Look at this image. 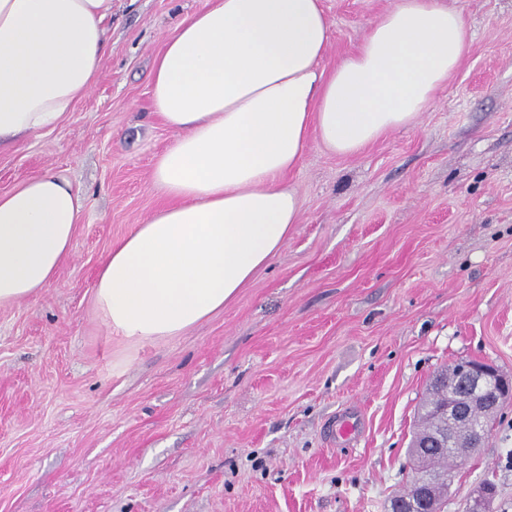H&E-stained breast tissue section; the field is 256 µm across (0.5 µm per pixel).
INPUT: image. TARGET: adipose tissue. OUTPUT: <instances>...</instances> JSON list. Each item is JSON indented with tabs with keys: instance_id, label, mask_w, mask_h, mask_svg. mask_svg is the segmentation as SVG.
<instances>
[{
	"instance_id": "obj_1",
	"label": "adipose tissue",
	"mask_w": 512,
	"mask_h": 512,
	"mask_svg": "<svg viewBox=\"0 0 512 512\" xmlns=\"http://www.w3.org/2000/svg\"><path fill=\"white\" fill-rule=\"evenodd\" d=\"M112 0H0V145L60 125L94 86ZM321 0H206L156 57L152 104L176 134L153 167L164 202L112 247L94 303L113 333L177 336L283 248L302 201L286 179L310 136L351 156L416 124L468 48L442 0H395L336 67ZM84 202L46 171L0 194V306L70 253Z\"/></svg>"
}]
</instances>
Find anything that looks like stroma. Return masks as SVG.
I'll list each match as a JSON object with an SVG mask.
<instances>
[{"instance_id": "1", "label": "stroma", "mask_w": 512, "mask_h": 512, "mask_svg": "<svg viewBox=\"0 0 512 512\" xmlns=\"http://www.w3.org/2000/svg\"><path fill=\"white\" fill-rule=\"evenodd\" d=\"M393 0H322L324 68ZM470 44L418 122L360 153L310 137L282 250L178 336L114 335V244L161 204L152 67L206 0H112L98 79L57 128L0 149V193L47 169L84 200L70 255L0 307V512H389L439 367L512 373V0H444ZM493 483L512 512V406L445 512Z\"/></svg>"}]
</instances>
